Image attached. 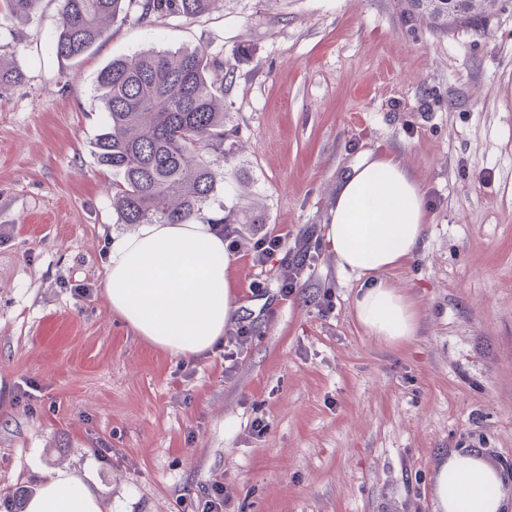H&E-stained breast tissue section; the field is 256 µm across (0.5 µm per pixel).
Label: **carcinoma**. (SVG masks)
Listing matches in <instances>:
<instances>
[{
  "label": "carcinoma",
  "mask_w": 512,
  "mask_h": 512,
  "mask_svg": "<svg viewBox=\"0 0 512 512\" xmlns=\"http://www.w3.org/2000/svg\"><path fill=\"white\" fill-rule=\"evenodd\" d=\"M41 0H0V14L27 20ZM49 48L77 59L106 34L105 22L127 15L126 0H59ZM214 0H141L136 22L156 14L186 20L207 14ZM418 13L445 28L448 21L478 23L470 0L448 5L410 0ZM224 63L203 48L170 52L149 49L112 60L98 78L105 127L95 142L98 162L112 169V205L121 224H185L201 214L224 174L206 154L224 153V86L210 72ZM23 73L0 63V88Z\"/></svg>",
  "instance_id": "cac0c4a2"
}]
</instances>
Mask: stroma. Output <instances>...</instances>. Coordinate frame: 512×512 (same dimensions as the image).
Listing matches in <instances>:
<instances>
[{
	"label": "stroma",
	"instance_id": "stroma-1",
	"mask_svg": "<svg viewBox=\"0 0 512 512\" xmlns=\"http://www.w3.org/2000/svg\"><path fill=\"white\" fill-rule=\"evenodd\" d=\"M59 8L0 17V57L24 74L0 89V512L62 467L94 475L105 512H202L216 479L224 512H435L453 451L512 491V0L445 29L408 0H215L147 27L133 4L75 60L48 50ZM149 47L234 69L208 156L224 179L201 214L244 233L231 275L254 332L230 373L222 351L136 336L102 292L131 227L95 154L97 81ZM368 151L400 158L430 204L422 246L387 274L420 317L394 346L358 325L357 284L327 248L285 301L278 257L252 262L257 236L325 224Z\"/></svg>",
	"mask_w": 512,
	"mask_h": 512
}]
</instances>
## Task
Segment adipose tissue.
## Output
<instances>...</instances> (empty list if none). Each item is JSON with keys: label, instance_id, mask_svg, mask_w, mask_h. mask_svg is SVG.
I'll return each instance as SVG.
<instances>
[{"label": "adipose tissue", "instance_id": "ef3b65f1", "mask_svg": "<svg viewBox=\"0 0 512 512\" xmlns=\"http://www.w3.org/2000/svg\"><path fill=\"white\" fill-rule=\"evenodd\" d=\"M425 191L394 157L365 154L341 181L324 225L339 271L358 282L354 316L390 345L415 336L413 301L385 279L423 242ZM236 260L215 225L140 224L114 237L104 264V298L132 331L171 355L192 357L224 340L236 316L230 270ZM504 476L482 457L453 453L434 483L439 512H512ZM104 489L93 479L56 469L37 485L24 512H103Z\"/></svg>", "mask_w": 512, "mask_h": 512}]
</instances>
